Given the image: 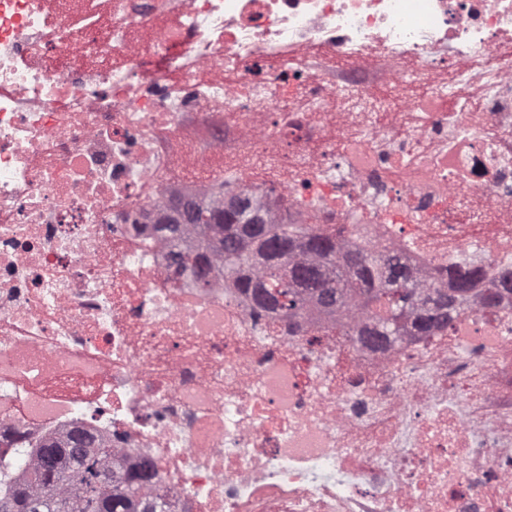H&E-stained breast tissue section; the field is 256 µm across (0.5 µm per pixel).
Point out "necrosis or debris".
Wrapping results in <instances>:
<instances>
[{"instance_id": "necrosis-or-debris-1", "label": "necrosis or debris", "mask_w": 512, "mask_h": 512, "mask_svg": "<svg viewBox=\"0 0 512 512\" xmlns=\"http://www.w3.org/2000/svg\"><path fill=\"white\" fill-rule=\"evenodd\" d=\"M450 288L512 269V0H0V439L173 512H512V293L369 348L154 232L215 178ZM172 263L177 270L189 271L202 288L208 285L210 269L206 253L193 250H180L172 254Z\"/></svg>"}]
</instances>
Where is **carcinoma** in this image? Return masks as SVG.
Here are the masks:
<instances>
[{"label":"carcinoma","mask_w":512,"mask_h":512,"mask_svg":"<svg viewBox=\"0 0 512 512\" xmlns=\"http://www.w3.org/2000/svg\"><path fill=\"white\" fill-rule=\"evenodd\" d=\"M192 208L190 224L205 249L225 254L226 271L264 313L292 320L313 306L331 312L355 303L371 319L367 336L379 343L410 325L421 332L445 326L470 301L471 277L457 280L450 299L440 288L420 287L396 256L342 253L336 237L320 229L267 223L245 195L225 206L210 199ZM172 263L208 285L206 253L180 250ZM507 283L506 275L486 280L484 304L495 305ZM159 483L152 462L132 469L114 465L108 444L76 430L62 442L42 443L37 462L19 479L0 466V512L15 503L20 512H167L160 494L146 492Z\"/></svg>","instance_id":"1"}]
</instances>
